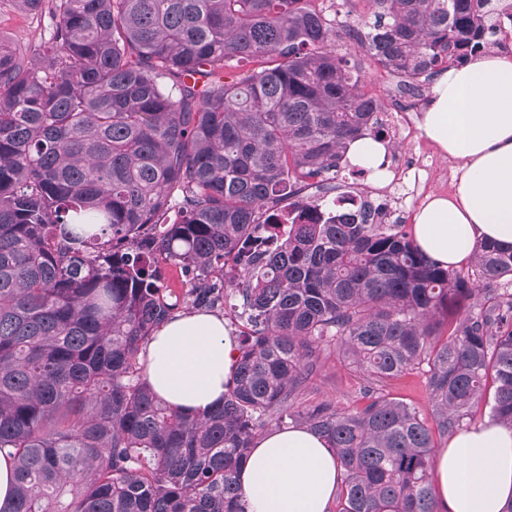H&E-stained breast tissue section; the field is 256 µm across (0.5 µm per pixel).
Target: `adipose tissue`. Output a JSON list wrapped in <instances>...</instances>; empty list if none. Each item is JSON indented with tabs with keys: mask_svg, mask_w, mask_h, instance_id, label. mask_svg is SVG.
<instances>
[{
	"mask_svg": "<svg viewBox=\"0 0 512 512\" xmlns=\"http://www.w3.org/2000/svg\"><path fill=\"white\" fill-rule=\"evenodd\" d=\"M419 127L460 159L454 197L429 196L415 213L418 248L447 266L478 242L512 247V60L481 55L442 73ZM237 357L222 317L184 313L163 324L139 355L155 392L200 415L222 403ZM438 512H504L512 501V429L495 422L458 433L437 455ZM342 469L324 438L302 425L260 435L237 482L248 512H329Z\"/></svg>",
	"mask_w": 512,
	"mask_h": 512,
	"instance_id": "adipose-tissue-1",
	"label": "adipose tissue"
}]
</instances>
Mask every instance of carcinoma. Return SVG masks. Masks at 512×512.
Returning a JSON list of instances; mask_svg holds the SVG:
<instances>
[{
	"instance_id": "obj_1",
	"label": "carcinoma",
	"mask_w": 512,
	"mask_h": 512,
	"mask_svg": "<svg viewBox=\"0 0 512 512\" xmlns=\"http://www.w3.org/2000/svg\"><path fill=\"white\" fill-rule=\"evenodd\" d=\"M15 2L48 10L54 38L37 58L0 44L8 512H247L236 475L271 424L326 439L336 512H437L435 441L489 390L512 429V247L444 268L360 192L304 194L339 179L348 142L386 139L317 0ZM366 2L370 57L409 87L502 34L491 0ZM232 61L252 69L229 81ZM218 307L236 368L222 404L183 414L139 354ZM332 344L375 382L423 372L431 418L382 388L305 404Z\"/></svg>"
}]
</instances>
